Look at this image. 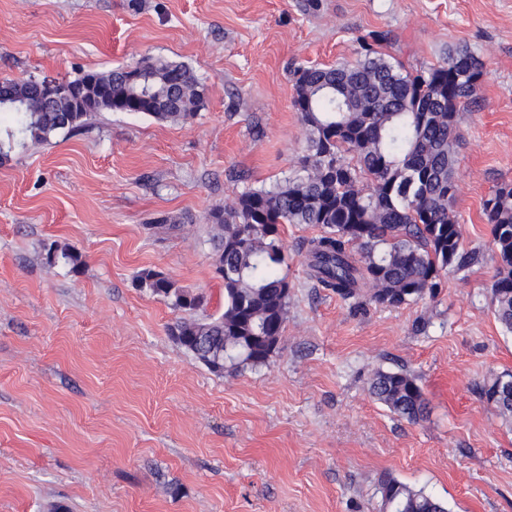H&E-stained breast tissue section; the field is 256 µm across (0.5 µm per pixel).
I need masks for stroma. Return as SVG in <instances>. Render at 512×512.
Returning a JSON list of instances; mask_svg holds the SVG:
<instances>
[{"label": "stroma", "mask_w": 512, "mask_h": 512, "mask_svg": "<svg viewBox=\"0 0 512 512\" xmlns=\"http://www.w3.org/2000/svg\"><path fill=\"white\" fill-rule=\"evenodd\" d=\"M372 32L411 71L457 46L487 64L480 105L459 116L454 206L480 260L436 298L357 305L309 276L298 244L319 228L283 225L279 347L212 372L136 276L161 272L223 312L211 212L296 166L293 69L354 60ZM147 57L194 69L193 119L98 112L0 160V512H382L387 475L448 512H512V423L480 396L512 374L482 212L512 184V0H0V79ZM53 242L79 270L49 262ZM380 369L416 375L424 420L370 395Z\"/></svg>", "instance_id": "stroma-1"}]
</instances>
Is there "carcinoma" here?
I'll list each match as a JSON object with an SVG mask.
<instances>
[{
    "mask_svg": "<svg viewBox=\"0 0 512 512\" xmlns=\"http://www.w3.org/2000/svg\"><path fill=\"white\" fill-rule=\"evenodd\" d=\"M377 33L354 62L300 66L293 71V107L305 128L299 168L268 188H251L212 212L215 264L224 267V311L196 316L205 297L161 272L143 270L139 286L186 313L177 342L216 373L265 364L288 315L283 224H310L321 235L302 243L311 276L344 300L399 307L433 297L448 271L478 262L461 247L452 211L458 192L459 114L475 107L487 67L467 46L448 50L437 65L415 73L374 48ZM140 80L125 67L89 70L63 79L62 94L46 101L38 80L0 81V119L11 125L8 145L45 142L74 131L94 112H133L159 122H186L204 99V85L187 64L148 58ZM498 274L491 285L495 316L512 332V184L483 200ZM48 259L76 269L81 255L53 242ZM494 376L482 397L507 420L512 389ZM370 393L395 415L421 421L427 404L407 370L378 371ZM383 512H448L425 492L386 476L379 484Z\"/></svg>",
    "mask_w": 512,
    "mask_h": 512,
    "instance_id": "obj_1",
    "label": "carcinoma"
}]
</instances>
